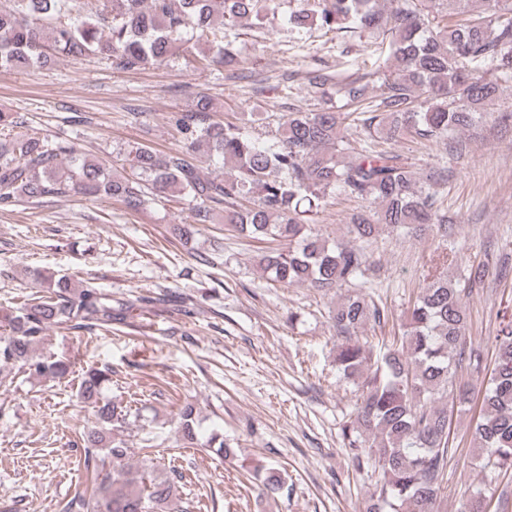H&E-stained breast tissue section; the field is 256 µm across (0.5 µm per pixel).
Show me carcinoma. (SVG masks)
I'll list each match as a JSON object with an SVG mask.
<instances>
[{
	"instance_id": "obj_1",
	"label": "carcinoma",
	"mask_w": 512,
	"mask_h": 512,
	"mask_svg": "<svg viewBox=\"0 0 512 512\" xmlns=\"http://www.w3.org/2000/svg\"><path fill=\"white\" fill-rule=\"evenodd\" d=\"M0 9V69L45 65L58 52L74 62L101 56L120 70L161 64L176 54L192 33L207 49L195 58L200 70L235 67L238 59L224 41L222 25L259 30L288 0H11ZM303 0L287 23L300 32L317 26L326 32L354 29L367 35V47L385 55L389 74L381 92L368 100L363 77L337 79L313 71L314 92L336 89L340 110L290 112L278 134L261 145L237 122H217L209 99L174 121L190 148L228 167L222 178L201 174L180 150L159 154L136 149L127 174H115L103 160L89 159L80 143L17 132L26 119L0 111V206L38 203L72 193L118 201L136 212L146 194L190 199L188 222L173 233L189 241L198 225L224 213V224L239 234L273 246L261 258L271 280L284 286L330 291L362 287L372 266L364 247L329 242L316 217L329 200L343 196L367 205L354 213L349 233L369 245L383 229L419 234L431 225L448 238V212L431 190L434 175L414 168L395 148L379 140H410L427 145L478 128L486 107L512 83V0ZM495 73L491 78L485 69ZM357 127L362 138H351ZM490 262L467 266L455 278L440 271L427 278L407 308L402 335L373 354L359 341L367 324L389 321L385 308L356 292L332 312L336 367L358 382L359 402L341 425L344 447L357 470L378 472L367 512H435L448 483L449 429L455 411L471 390L456 380L457 370L486 372L483 348L467 340L465 300L482 289ZM37 295L17 311L0 316V365L30 378L53 382L66 377L74 362L66 355L33 357L51 328H109L122 307L95 282L75 285L64 276L37 271ZM495 366L483 380L479 417L472 433L481 481L462 498L459 512H512V489L495 485L512 472V316H503L493 337ZM111 371L83 370L76 397L89 408L93 425L80 433L85 466L94 474L90 490L66 512H169L177 486L168 476H100L98 454L113 468H124L130 446L127 407L105 397ZM179 441L196 445V415L185 405ZM261 495L283 489L278 471L257 469Z\"/></svg>"
}]
</instances>
